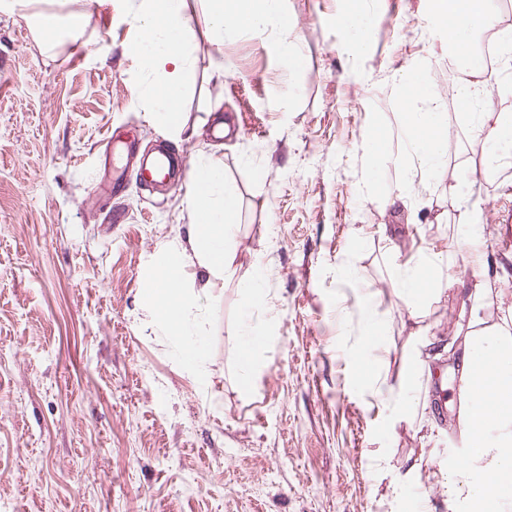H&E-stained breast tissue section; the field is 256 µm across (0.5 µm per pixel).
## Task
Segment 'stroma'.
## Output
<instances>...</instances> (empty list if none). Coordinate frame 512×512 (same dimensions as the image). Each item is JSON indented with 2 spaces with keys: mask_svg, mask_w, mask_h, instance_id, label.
<instances>
[{
  "mask_svg": "<svg viewBox=\"0 0 512 512\" xmlns=\"http://www.w3.org/2000/svg\"><path fill=\"white\" fill-rule=\"evenodd\" d=\"M430 0H366L369 47L352 53L343 16L354 0H283L302 65L289 67L267 29L193 38L194 75L183 119L192 137L149 121L147 82L128 45L136 0H15L0 10V512H413L430 485L431 455L456 462V402L440 413L433 378L413 386L423 415L401 414L374 380L412 373L421 325L448 335L467 290L495 280L487 309L512 306V168L470 183L484 151L448 99L446 32L424 25ZM91 11L78 35L38 29L45 14ZM223 56L228 73L211 68ZM430 59L446 97L448 158L426 183L402 187L412 162L394 79ZM231 135L217 139V121ZM142 150L163 143L192 163L216 152L239 192L237 273L210 295L199 267L186 191L149 190L134 175L118 197L110 132ZM386 135L373 190L363 183V138ZM262 168L255 178L254 168ZM456 184L459 205L444 191ZM479 212L494 234L463 254ZM176 261L200 306L205 377L186 371L174 341L139 308L153 257ZM466 258L474 272L441 281L426 319L398 304L399 266L425 249ZM260 278L266 297L244 291ZM269 333L251 391L239 379L237 327ZM382 334L365 342L368 320ZM419 468L412 478L410 463Z\"/></svg>",
  "mask_w": 512,
  "mask_h": 512,
  "instance_id": "35a3bbf8",
  "label": "stroma"
}]
</instances>
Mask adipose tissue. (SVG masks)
<instances>
[{
    "label": "adipose tissue",
    "instance_id": "obj_1",
    "mask_svg": "<svg viewBox=\"0 0 512 512\" xmlns=\"http://www.w3.org/2000/svg\"><path fill=\"white\" fill-rule=\"evenodd\" d=\"M207 21L217 37L272 27L288 32L290 25L282 0H205ZM443 18L448 52L471 78L449 84L452 97L467 109L466 121L474 137L488 151L479 170L490 176L512 159V114L489 108L494 97L512 94V63L501 61L496 70L481 67L474 59L475 38L491 34L501 52L512 51V26H501L495 0H434ZM138 37L130 51L152 77L142 96L153 119L168 132L184 131L183 98L194 73L192 18L186 0H140L136 10ZM410 88L411 97L399 99L401 122L413 164L406 166V185L424 180L448 155V114L422 66H408L396 77ZM187 206L194 217L196 258L210 291L222 290L225 279L235 273L230 242L239 210V193L224 178V164L203 153L190 169ZM156 285L142 289L140 308L156 317L168 335L180 345L181 361L193 375L204 373L205 353L197 339L198 322L193 312L196 296L180 287L171 252L160 255ZM462 267L431 256L405 264L394 282L396 297L418 312L439 278L455 283ZM488 282L476 284L474 301L467 310L469 330L463 338L464 355L456 387L461 407L460 431L467 448L456 470L433 461L436 476L448 482L449 497L457 490L455 474L481 475L480 483L468 489L467 512H512V334L482 311L481 299L490 297Z\"/></svg>",
    "mask_w": 512,
    "mask_h": 512
}]
</instances>
